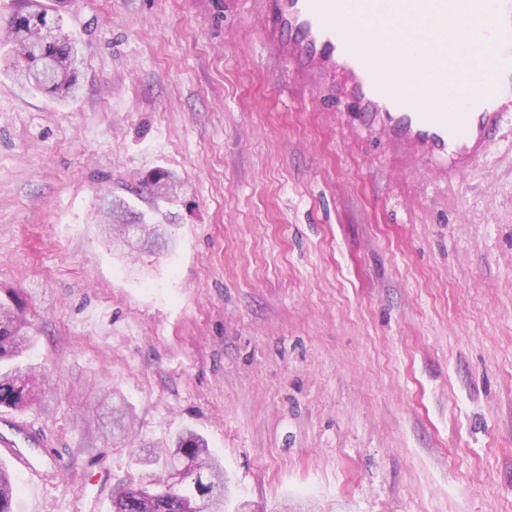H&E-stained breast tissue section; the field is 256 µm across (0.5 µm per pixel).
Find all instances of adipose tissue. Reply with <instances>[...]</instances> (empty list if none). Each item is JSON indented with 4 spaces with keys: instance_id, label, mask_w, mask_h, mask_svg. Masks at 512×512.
Instances as JSON below:
<instances>
[{
    "instance_id": "ef3b65f1",
    "label": "adipose tissue",
    "mask_w": 512,
    "mask_h": 512,
    "mask_svg": "<svg viewBox=\"0 0 512 512\" xmlns=\"http://www.w3.org/2000/svg\"><path fill=\"white\" fill-rule=\"evenodd\" d=\"M343 8L360 41L370 50L390 54L403 44L431 41L435 38L433 29L416 18L407 16L406 0H395L397 14L403 15V27H391L384 20L374 16L367 9V0H343ZM404 92L410 93L417 103L426 109L453 107L456 92L451 85L437 82L433 69L409 70L402 84Z\"/></svg>"
}]
</instances>
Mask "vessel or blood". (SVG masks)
<instances>
[{
	"mask_svg": "<svg viewBox=\"0 0 512 512\" xmlns=\"http://www.w3.org/2000/svg\"><path fill=\"white\" fill-rule=\"evenodd\" d=\"M262 2L265 50L287 60L290 78L321 89L328 100H355L394 145L414 148L448 179L476 165L491 135L512 115V5L501 0H409L417 18L445 38L404 48L408 62L427 66L463 54L484 63L480 70L468 65L437 71V80L460 91L453 112L421 110L401 91L404 68L389 67L361 47L342 0ZM39 443L21 422L0 428V454L18 470H33L28 450Z\"/></svg>",
	"mask_w": 512,
	"mask_h": 512,
	"instance_id": "b4317fda",
	"label": "vessel or blood"
}]
</instances>
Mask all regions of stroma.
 Segmentation results:
<instances>
[{"mask_svg":"<svg viewBox=\"0 0 512 512\" xmlns=\"http://www.w3.org/2000/svg\"><path fill=\"white\" fill-rule=\"evenodd\" d=\"M221 2L40 0L80 93L0 72V295L45 369L14 512H112L137 473L93 431L114 390L135 438L200 434L255 512H512V122L440 180ZM106 198L173 247L114 252Z\"/></svg>","mask_w":512,"mask_h":512,"instance_id":"1","label":"stroma"}]
</instances>
